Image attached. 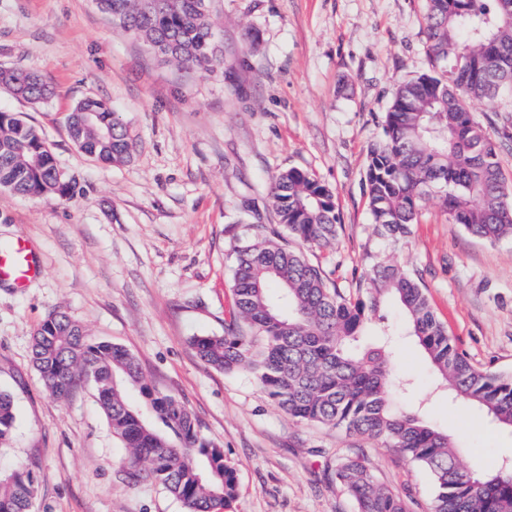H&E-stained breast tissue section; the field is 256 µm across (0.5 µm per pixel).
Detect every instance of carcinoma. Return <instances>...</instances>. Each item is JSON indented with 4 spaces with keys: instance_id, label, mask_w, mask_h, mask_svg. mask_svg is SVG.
Wrapping results in <instances>:
<instances>
[{
    "instance_id": "1",
    "label": "carcinoma",
    "mask_w": 512,
    "mask_h": 512,
    "mask_svg": "<svg viewBox=\"0 0 512 512\" xmlns=\"http://www.w3.org/2000/svg\"><path fill=\"white\" fill-rule=\"evenodd\" d=\"M112 21L165 62L210 71L222 63L212 0H94ZM428 71L400 83L382 131L368 150L365 181L373 222L394 240L416 222L423 200L438 198L448 222L495 243L512 238V185L503 176L499 146L475 116V105L512 91V0H428L424 29ZM0 86L33 102L53 88L23 67L0 68ZM94 112L90 124L78 117ZM112 135L105 136L106 130ZM71 141L84 154L118 165L135 145L112 104L78 101L67 116ZM76 182L58 167L41 131L0 110V188L19 195L65 197ZM277 224L288 237L253 224L235 246L234 306L224 334L196 336L192 345L210 366L247 371L290 418L330 426L376 443L424 469L432 481L429 512H512V470L476 472L462 466L461 446L431 425L421 405L399 406L398 392L414 387L392 372L385 341L362 349L360 337L384 309L397 304L406 335L415 339L438 376L448 402L483 412L512 429V376L481 369L459 351L432 310L415 274L396 264H370L364 291L345 296L323 267L293 249L335 244L333 192L302 168L280 171L270 188ZM31 361L58 399L82 383L93 387L112 434L127 455L122 476L152 482L180 500L186 512H215L237 496V476L224 449L201 437L185 406L146 378L126 347L95 340L57 311L37 328ZM14 398L0 390V447L16 427ZM336 482L356 512H408L398 490L381 483L367 455L355 452L336 468ZM31 472L0 471V512H32Z\"/></svg>"
}]
</instances>
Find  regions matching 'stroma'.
Here are the masks:
<instances>
[{
	"label": "stroma",
	"instance_id": "stroma-1",
	"mask_svg": "<svg viewBox=\"0 0 512 512\" xmlns=\"http://www.w3.org/2000/svg\"><path fill=\"white\" fill-rule=\"evenodd\" d=\"M427 0H214L224 63L211 73L161 61L94 0H0V67L44 75L56 93L32 104L0 88V110L40 128L74 197L0 190V242L23 238L42 272L26 287L0 283V389L16 408L0 463L38 484L34 512H185L161 487L119 473L125 450L90 385L66 400L44 388L33 334L67 312L88 334L128 348L160 390L178 398L238 478L229 512H355L335 471L354 447L339 429L295 422L248 373L214 369L191 337L220 335L231 302L232 249L242 219L275 224L273 175L312 172L332 189L341 224L331 250H307L336 287L356 295L368 254L411 269L457 345L479 367L512 374V239L489 243L449 223L428 198L411 234L388 245L369 215L364 175L397 83L427 64ZM108 100L136 143L104 165L70 140L81 99ZM512 182V96L478 104ZM393 370L415 381L432 425L460 441L483 471L512 459V431L449 404L398 306ZM377 479L409 512H427V472L364 444Z\"/></svg>",
	"mask_w": 512,
	"mask_h": 512
}]
</instances>
